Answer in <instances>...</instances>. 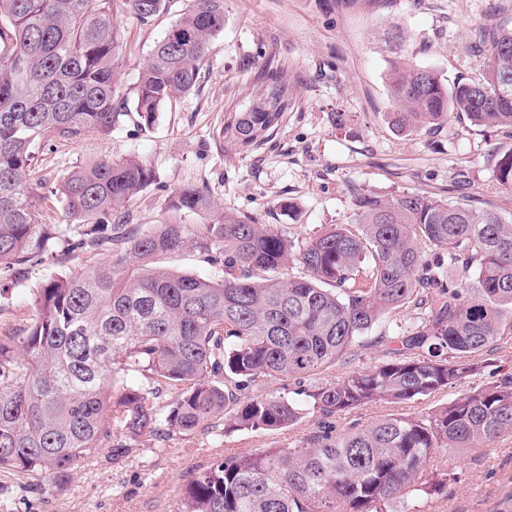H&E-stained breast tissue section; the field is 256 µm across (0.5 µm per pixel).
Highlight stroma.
<instances>
[{
	"label": "stroma",
	"instance_id": "1",
	"mask_svg": "<svg viewBox=\"0 0 512 512\" xmlns=\"http://www.w3.org/2000/svg\"><path fill=\"white\" fill-rule=\"evenodd\" d=\"M190 4L171 0L145 25L118 12L121 87L136 83L155 42ZM511 16L512 0H398L389 9L364 0H224V31L212 42L193 93L161 112L151 128L129 121L111 138L42 151L39 175L50 186L100 154L138 157L157 173L132 204L141 224L168 220L165 199L187 185L206 188L224 210L301 236L351 223L356 187L386 197L430 192L450 201L466 190L476 208L511 216L512 193L497 185L493 167L497 154L512 150V136L459 119L437 130L396 132L387 119L386 84L387 69L400 55L450 83L461 75L480 77L484 59L469 50L476 25ZM270 58L284 64L295 104L266 144L243 151L222 135L224 114L243 102L258 67ZM337 112L345 114L344 126H336ZM286 200L293 210L283 209ZM67 249L66 242L55 243L53 256L22 279L0 274V334L27 318L37 288L71 268ZM409 321L406 310L384 316L365 332L360 357L337 363L336 376L381 359ZM504 372H512V338L484 373L457 387L418 403L368 405L337 424L425 411ZM317 424L312 416L276 433L173 432L160 444L143 438L128 456L115 458L104 448L62 477L0 472V492L12 498L14 512H177L184 486L203 468L231 453L298 443ZM434 463L455 478L427 512H491L512 487V435L487 450H439Z\"/></svg>",
	"mask_w": 512,
	"mask_h": 512
}]
</instances>
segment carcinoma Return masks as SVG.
<instances>
[{"label":"carcinoma","instance_id":"cac0c4a2","mask_svg":"<svg viewBox=\"0 0 512 512\" xmlns=\"http://www.w3.org/2000/svg\"><path fill=\"white\" fill-rule=\"evenodd\" d=\"M146 24L166 0H122ZM116 0H0V270L52 254L78 228V268L37 289L25 324L0 335V471L67 473L108 448L168 432H275L321 422L294 446L229 455L189 483L178 512H426L448 492L435 450L489 447L512 433V374L448 404L339 428L367 405L424 400L481 375L512 335V224L472 197L428 192L385 198L353 192V222L291 236L224 212L197 186L166 209L199 224H134L130 202L157 180L136 157L99 156L53 186L36 182L37 149L106 138L133 117L143 127L192 93L224 0H192L121 91ZM479 80L447 85L432 69L392 64L389 118L398 131L438 129L466 116L512 131V19L480 26ZM248 106L224 113L242 150L279 129L292 96L279 61L258 69ZM496 182L512 192V151ZM57 202L62 223L42 222ZM187 249L223 266L215 279L165 260ZM107 258L95 260L100 252ZM415 311L375 364L336 379L322 373L360 345L384 315ZM308 382L253 395L258 378ZM170 402L156 407L151 398Z\"/></svg>","mask_w":512,"mask_h":512}]
</instances>
